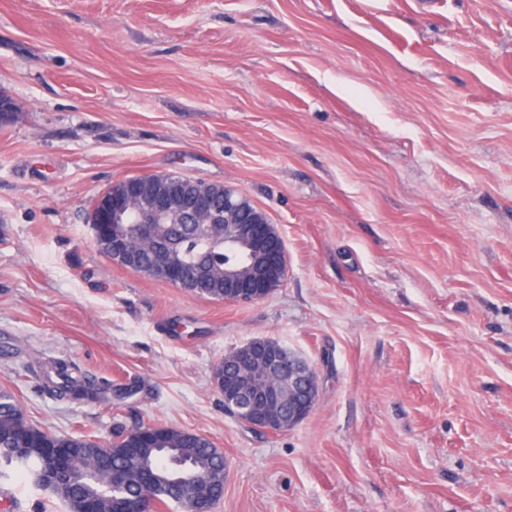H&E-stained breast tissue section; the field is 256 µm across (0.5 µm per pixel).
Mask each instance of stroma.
Masks as SVG:
<instances>
[{
  "instance_id": "1",
  "label": "stroma",
  "mask_w": 512,
  "mask_h": 512,
  "mask_svg": "<svg viewBox=\"0 0 512 512\" xmlns=\"http://www.w3.org/2000/svg\"><path fill=\"white\" fill-rule=\"evenodd\" d=\"M0 93V391L32 425L205 435L212 512H512V0H0ZM141 174L263 208L281 286L227 303L106 258L88 213ZM258 338L318 375L278 433L213 380ZM55 358L128 397L50 396Z\"/></svg>"
}]
</instances>
